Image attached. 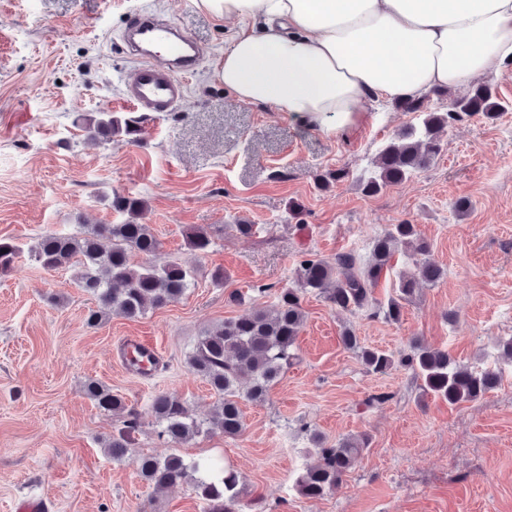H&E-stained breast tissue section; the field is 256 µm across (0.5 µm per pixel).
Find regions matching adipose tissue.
Returning <instances> with one entry per match:
<instances>
[{
    "mask_svg": "<svg viewBox=\"0 0 512 512\" xmlns=\"http://www.w3.org/2000/svg\"><path fill=\"white\" fill-rule=\"evenodd\" d=\"M218 18L261 19L218 66L240 102L332 133L366 104L457 89L512 68V0H195Z\"/></svg>",
    "mask_w": 512,
    "mask_h": 512,
    "instance_id": "ef3b65f1",
    "label": "adipose tissue"
}]
</instances>
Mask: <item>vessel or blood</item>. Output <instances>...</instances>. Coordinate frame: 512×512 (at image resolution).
Segmentation results:
<instances>
[{
  "label": "vessel or blood",
  "instance_id": "vessel-or-blood-1",
  "mask_svg": "<svg viewBox=\"0 0 512 512\" xmlns=\"http://www.w3.org/2000/svg\"><path fill=\"white\" fill-rule=\"evenodd\" d=\"M138 63L123 84L124 99L146 112H168L185 95V79L196 68L199 46L176 25L139 15L128 28Z\"/></svg>",
  "mask_w": 512,
  "mask_h": 512
}]
</instances>
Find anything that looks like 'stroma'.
<instances>
[{"label":"stroma","instance_id":"stroma-1","mask_svg":"<svg viewBox=\"0 0 512 512\" xmlns=\"http://www.w3.org/2000/svg\"><path fill=\"white\" fill-rule=\"evenodd\" d=\"M140 12L182 27L206 56L185 98L148 121L136 142L90 139L77 116L131 110L122 81L134 62L123 33ZM238 27L194 0H0V238L25 252L0 277V512L30 493L46 498L47 512H204L192 485L157 492L137 474L140 456L170 451L156 434L152 399L171 393L196 418L209 417L216 397L186 364L199 336L272 306L303 254L330 261L351 251L364 261L387 225L402 223L430 243L443 280L422 287L396 323L304 295L298 362L264 402L241 400L239 435L204 433L179 452L238 471L249 512H512V363L497 348L512 337V111L456 122L428 168L367 196L359 180L416 114L384 103L330 134L239 102L217 77ZM329 173V189H320ZM116 192L147 200L160 260L188 268L193 285L144 316L113 314L90 327L84 316L97 301L79 288L76 268L47 271L26 252L49 233L121 222L110 206ZM463 197L470 209L458 217ZM242 221L256 225L253 237L233 231ZM192 225L211 232L207 255L186 245ZM218 267L221 285L211 278ZM233 290L242 303L228 302ZM347 327L395 355L421 339L461 364L498 369L501 383L448 406L408 369L366 373L341 342ZM126 336L157 345V371L129 367L119 345ZM91 380L142 415L122 460L105 448L121 417L85 395ZM379 393L387 402L366 407ZM314 433L329 445L364 435L369 446L342 484L308 499L296 481Z\"/></svg>","mask_w":512,"mask_h":512}]
</instances>
